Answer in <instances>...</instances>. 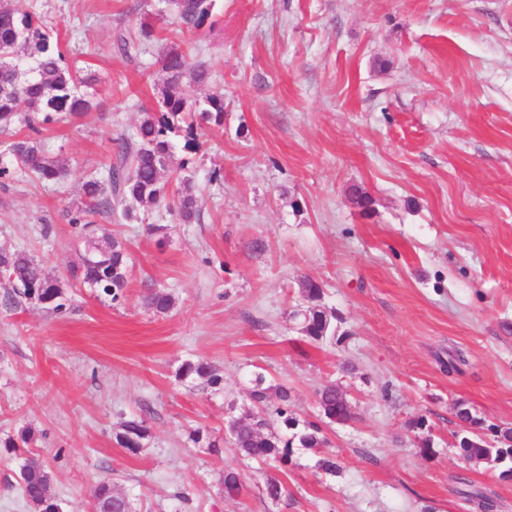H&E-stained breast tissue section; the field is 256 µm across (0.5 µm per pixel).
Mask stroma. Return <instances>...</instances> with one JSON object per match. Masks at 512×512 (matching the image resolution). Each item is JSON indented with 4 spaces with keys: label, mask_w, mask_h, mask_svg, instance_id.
Here are the masks:
<instances>
[{
    "label": "stroma",
    "mask_w": 512,
    "mask_h": 512,
    "mask_svg": "<svg viewBox=\"0 0 512 512\" xmlns=\"http://www.w3.org/2000/svg\"><path fill=\"white\" fill-rule=\"evenodd\" d=\"M30 4L98 106L39 136L64 184L0 183V249L33 255L67 298L61 313L0 302V512H34L16 477L30 456L63 512H93L104 482L135 512H480L473 493L512 512V482L453 445L460 401L512 426V0H215L190 37L157 20L162 0ZM147 17L153 37L115 52L116 30ZM172 44L207 63V81L181 89L223 93L224 128L191 157L198 222L145 206L95 224L99 243L128 246L115 302L71 280L81 245L65 211L153 107ZM305 278L335 310L336 340L300 333ZM148 283L169 312L145 307ZM189 361L221 383L181 381ZM257 372L305 421L323 386L343 391L353 420L323 429L336 474L301 448L260 472L223 445L229 421L260 414ZM134 418L147 436L132 452L117 436ZM270 478L287 498L266 496Z\"/></svg>",
    "instance_id": "35a3bbf8"
}]
</instances>
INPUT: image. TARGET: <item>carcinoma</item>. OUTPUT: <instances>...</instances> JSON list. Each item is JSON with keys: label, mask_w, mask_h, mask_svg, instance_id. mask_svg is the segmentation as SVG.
I'll return each instance as SVG.
<instances>
[{"label": "carcinoma", "mask_w": 512, "mask_h": 512, "mask_svg": "<svg viewBox=\"0 0 512 512\" xmlns=\"http://www.w3.org/2000/svg\"><path fill=\"white\" fill-rule=\"evenodd\" d=\"M170 15L181 31L200 30L211 17L214 0H168ZM167 85L154 107L143 113L135 135L115 139V162L110 165L107 180L90 177L83 183V198L75 208L67 210L69 223L75 225L85 243L80 263L70 270L77 284L117 300L130 282L127 252L122 242L113 240V248L103 250L89 235L99 218L118 215L133 219L137 209L146 204L170 207L181 221L190 224L199 220L194 186L187 174L189 154L198 153L204 137L214 128L224 127V95L212 93L202 99H191L180 91L185 74L203 83L209 76L205 62L195 59L191 49L179 46L166 50L161 57ZM90 78L72 65L47 30L29 11L27 0H0V130L13 125L25 126L29 135L9 146V162L0 164V178L15 174L32 175L41 182L63 183L67 167L46 152L36 136L47 124L63 117H76L95 108L94 94L80 92ZM185 155L177 156V150ZM0 278L8 292L4 301L15 303L20 298L35 299L54 311L65 307L59 282L45 273L41 263L25 251H0ZM302 293L311 303L310 317L303 336L320 343L336 335V312L320 304L321 286L306 279ZM145 305L156 314H165L173 307L172 297L152 288L145 295ZM205 377L210 385H218L221 376L204 363L187 362L179 377ZM266 378L254 376L252 399L265 403L268 392L278 400L274 414L290 432L284 437L274 424L264 419L236 422L230 432V443L241 456L258 464L271 460L288 464L292 448L305 450L326 448L329 440L314 422H299L288 405V389L264 386ZM319 417L331 423L329 416L354 419L353 408L346 395L329 384L319 391ZM467 425L454 434V447L465 461L487 459L499 470L512 463V427L493 429V441L476 435L483 421L476 414L464 412ZM147 430L143 422L129 420L124 432L117 436L119 444L131 451L142 447ZM50 473L43 462L27 459L20 467L18 484L23 495L34 506L42 503L41 495L49 490ZM93 512H131L128 497L121 493L101 499L94 497Z\"/></svg>", "instance_id": "carcinoma-1"}]
</instances>
